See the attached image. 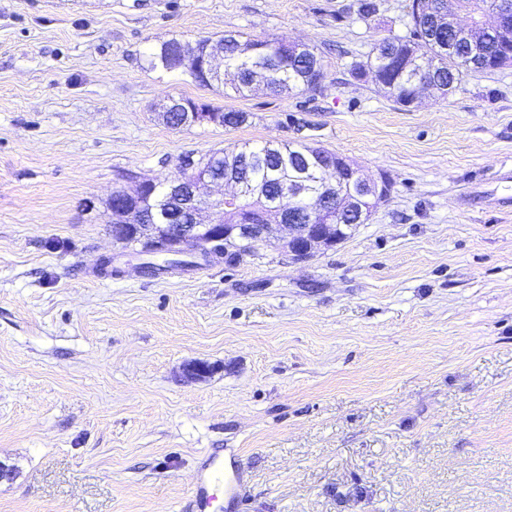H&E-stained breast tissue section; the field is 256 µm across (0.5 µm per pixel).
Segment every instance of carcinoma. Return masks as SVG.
Listing matches in <instances>:
<instances>
[{"instance_id": "1", "label": "carcinoma", "mask_w": 512, "mask_h": 512, "mask_svg": "<svg viewBox=\"0 0 512 512\" xmlns=\"http://www.w3.org/2000/svg\"><path fill=\"white\" fill-rule=\"evenodd\" d=\"M409 8L415 41L400 43L401 59L397 66H388L383 59V51L394 46L397 42L395 38L382 39L365 59L351 65L353 76L373 74L378 80L379 90L402 107L410 96L415 93L422 96L430 87L440 90V98H447L467 74L465 64L468 47H460L452 54L444 43L443 28L448 23L446 15L431 9L425 10L423 0H411ZM242 41L257 46L269 44L267 40L246 37L241 33L236 41L223 38L217 40V44L224 47V70L235 75L230 83L234 95L245 97L260 84L274 94L291 93L308 89L315 80L314 64L321 61L316 52L310 53V61L306 63L289 54L269 55L264 49L244 55L239 47ZM183 45L185 42L177 39L162 42L149 53L150 67L164 70L174 68ZM505 53L507 49L501 47L488 52L486 56L479 55L471 66L475 71L503 68L505 64L499 58ZM222 167L225 178L246 177L253 187V190L247 192L250 202H236L224 207V221L236 224L251 219L266 207L269 201L265 192L267 188L280 189L283 185L299 179L305 185L304 195L315 196L327 176L328 159L317 148L299 142H244L224 154ZM129 242L141 245V250L137 251L139 255L170 256L162 264L152 261L143 263V268L151 277H158L172 269H202L212 265V261L204 255L189 253L187 258L181 259L178 252L159 247L154 241L143 240L138 236L130 237Z\"/></svg>"}]
</instances>
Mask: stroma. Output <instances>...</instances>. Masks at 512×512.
Returning a JSON list of instances; mask_svg holds the SVG:
<instances>
[{
	"label": "stroma",
	"instance_id": "35a3bbf8",
	"mask_svg": "<svg viewBox=\"0 0 512 512\" xmlns=\"http://www.w3.org/2000/svg\"><path fill=\"white\" fill-rule=\"evenodd\" d=\"M377 2L0 0V512H179L214 448L243 512H512V67L402 108L350 71L410 34V0ZM230 33L305 41L325 79L234 97L148 66ZM169 95L248 118L173 128ZM269 140L390 194L304 262L140 273L112 237L128 174ZM192 44L189 41H180L177 39H170L164 41L159 47L149 53V65L152 69L162 68L164 70L175 69V62L177 55L183 45Z\"/></svg>",
	"mask_w": 512,
	"mask_h": 512
}]
</instances>
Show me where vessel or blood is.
<instances>
[{"mask_svg": "<svg viewBox=\"0 0 512 512\" xmlns=\"http://www.w3.org/2000/svg\"><path fill=\"white\" fill-rule=\"evenodd\" d=\"M235 504L241 500V474L236 463H225L223 449L210 452L198 482L181 508V512H210L214 502Z\"/></svg>", "mask_w": 512, "mask_h": 512, "instance_id": "obj_1", "label": "vessel or blood"}]
</instances>
